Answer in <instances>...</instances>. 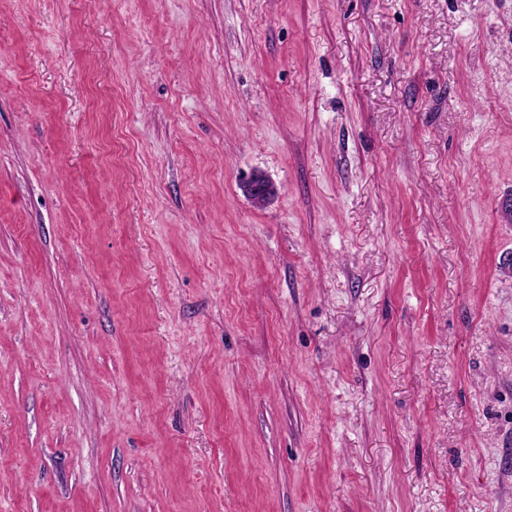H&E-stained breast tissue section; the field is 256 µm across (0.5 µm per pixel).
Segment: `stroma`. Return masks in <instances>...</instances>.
<instances>
[{
	"mask_svg": "<svg viewBox=\"0 0 512 512\" xmlns=\"http://www.w3.org/2000/svg\"><path fill=\"white\" fill-rule=\"evenodd\" d=\"M506 198L512 0H0V512H512ZM242 191L254 205L262 206L278 194L279 188L266 174L254 172L242 181Z\"/></svg>",
	"mask_w": 512,
	"mask_h": 512,
	"instance_id": "1",
	"label": "stroma"
}]
</instances>
